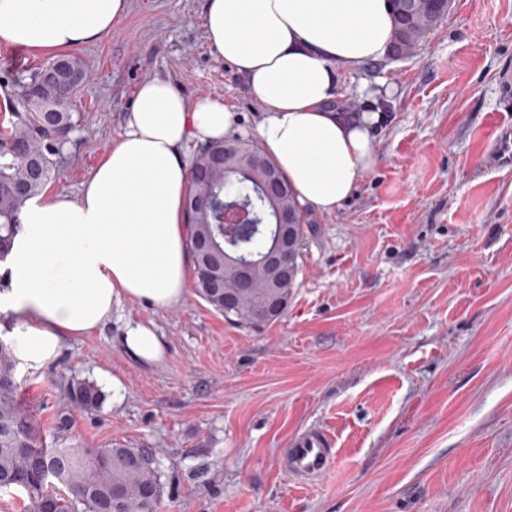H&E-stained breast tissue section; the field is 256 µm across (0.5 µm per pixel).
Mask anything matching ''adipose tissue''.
I'll return each instance as SVG.
<instances>
[{
  "label": "adipose tissue",
  "mask_w": 512,
  "mask_h": 512,
  "mask_svg": "<svg viewBox=\"0 0 512 512\" xmlns=\"http://www.w3.org/2000/svg\"><path fill=\"white\" fill-rule=\"evenodd\" d=\"M127 10L128 0H0V46L53 56L99 41ZM204 21L208 43L258 103L259 142L301 205L336 211L374 166V133L389 115L330 102L345 72L387 56V0H205ZM234 122L223 99L191 100L167 79L146 81L77 196L25 201L0 291L20 362H54L67 338L107 325L121 299L157 309L183 300L188 148L231 138ZM120 342L144 363L165 356L143 322Z\"/></svg>",
  "instance_id": "adipose-tissue-1"
}]
</instances>
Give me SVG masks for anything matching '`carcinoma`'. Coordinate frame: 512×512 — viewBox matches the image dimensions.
Wrapping results in <instances>:
<instances>
[{"label":"carcinoma","mask_w":512,"mask_h":512,"mask_svg":"<svg viewBox=\"0 0 512 512\" xmlns=\"http://www.w3.org/2000/svg\"><path fill=\"white\" fill-rule=\"evenodd\" d=\"M394 27L390 49L407 54L419 39L436 27L448 13V5L438 0H390ZM87 67L76 55H60L28 75L6 77L13 88L9 102L14 120L10 128L0 130V255H8L20 228V208L25 198L42 190L59 176L56 159L50 149L58 133L74 129L80 114L74 111L76 100L86 86ZM29 84L40 86V97L24 93ZM25 143L32 147L43 169L37 179L27 177L25 164L12 155L8 146ZM224 153V143L204 146L196 153L192 167L211 170L208 192L214 200L233 201L249 208L253 230L231 243L234 252L256 258L276 241L274 211L286 206L297 212L299 224L288 237V278L271 275L266 267L257 270L253 288L233 306L224 304V287L235 282V270L224 267V224L220 210L198 207L186 210L190 226L189 249L200 239L212 241V250L194 261L195 290L213 310L230 320L251 325L270 324L281 317L301 271V246L304 214L292 187L276 200L260 189L263 171L248 173L212 167L215 156ZM16 362L12 348L0 342V490L20 487L27 494L25 512H42L46 498L54 500L56 512H97L99 505L112 500L114 512H157L164 487L157 472V461L149 448H129L110 443L102 448L78 444L44 445L31 415L22 407L14 378ZM71 403L94 407L100 400L98 387L76 380L67 388ZM38 456L41 471L26 474L27 460Z\"/></svg>","instance_id":"obj_1"}]
</instances>
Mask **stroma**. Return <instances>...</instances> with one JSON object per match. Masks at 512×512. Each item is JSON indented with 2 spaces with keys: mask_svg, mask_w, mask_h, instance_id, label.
<instances>
[{
  "mask_svg": "<svg viewBox=\"0 0 512 512\" xmlns=\"http://www.w3.org/2000/svg\"><path fill=\"white\" fill-rule=\"evenodd\" d=\"M204 0H130L87 64L82 116L51 190L78 194L121 131L139 85L224 98L236 132L261 117L244 79L208 46ZM512 77V0H451L410 55L345 74L335 108L367 111L385 83L376 166L335 212L306 210L303 267L285 314L232 323L195 292L160 310L122 301L55 362L17 364L22 404L47 444L59 411L87 448L152 449L159 512H512V171L488 166ZM153 324V364L119 345ZM101 391L71 408V380ZM317 428L335 467L318 483L282 466Z\"/></svg>",
  "mask_w": 512,
  "mask_h": 512,
  "instance_id": "obj_1",
  "label": "stroma"
}]
</instances>
